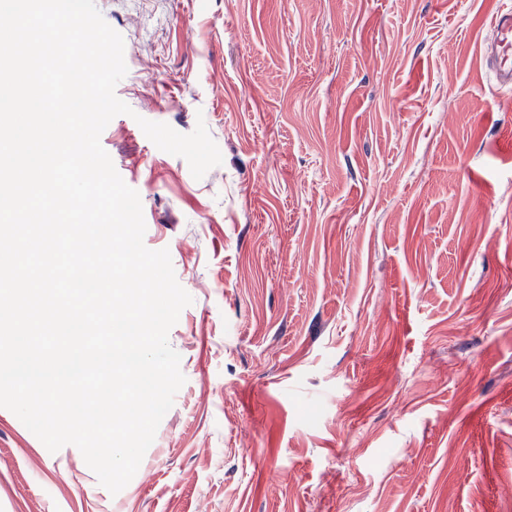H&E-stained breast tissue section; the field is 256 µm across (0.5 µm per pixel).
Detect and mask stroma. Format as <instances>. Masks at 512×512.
I'll list each match as a JSON object with an SVG mask.
<instances>
[{"label": "stroma", "mask_w": 512, "mask_h": 512, "mask_svg": "<svg viewBox=\"0 0 512 512\" xmlns=\"http://www.w3.org/2000/svg\"><path fill=\"white\" fill-rule=\"evenodd\" d=\"M95 3L186 381L115 495L0 408V512H512V89L480 52L512 0Z\"/></svg>", "instance_id": "35a3bbf8"}]
</instances>
